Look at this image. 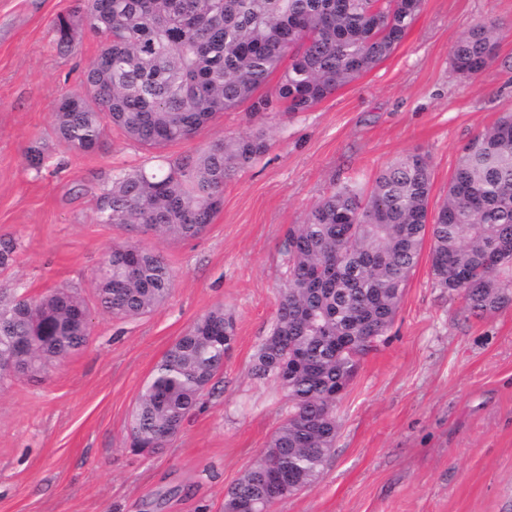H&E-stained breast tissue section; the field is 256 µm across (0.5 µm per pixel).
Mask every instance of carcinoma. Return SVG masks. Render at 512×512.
<instances>
[{
    "label": "carcinoma",
    "instance_id": "cac0c4a2",
    "mask_svg": "<svg viewBox=\"0 0 512 512\" xmlns=\"http://www.w3.org/2000/svg\"><path fill=\"white\" fill-rule=\"evenodd\" d=\"M422 0H83L79 21L53 23L68 47L78 27L101 49L82 88L64 94L54 132L76 152L98 149L108 125L150 151L191 138L246 102L252 114L306 112L387 58ZM497 25L473 28L451 49L454 67L473 75L493 58ZM271 91L256 95L272 74ZM257 129L220 137L194 155L112 175L97 221L158 238L199 236L220 209L224 185L269 149ZM431 171L406 153L365 187L343 183L321 197L286 239L288 281L272 331L252 373L286 392L290 409L255 464L227 491L224 512L249 502L262 512L287 498L274 472L308 487L336 440V396L360 357L384 341L425 237L430 275L481 316L512 302V116L461 150L448 199L429 219ZM101 308L136 318L162 306L173 270L156 251L115 243L94 276ZM75 293L0 301V344L27 348L26 372L41 374L78 353L90 323ZM236 321L218 306L178 337L144 384L132 414L131 447L154 452L179 433L214 393L232 349Z\"/></svg>",
    "mask_w": 512,
    "mask_h": 512
}]
</instances>
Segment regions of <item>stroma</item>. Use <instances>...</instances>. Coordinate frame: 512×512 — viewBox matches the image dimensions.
<instances>
[{"label":"stroma","instance_id":"obj_1","mask_svg":"<svg viewBox=\"0 0 512 512\" xmlns=\"http://www.w3.org/2000/svg\"><path fill=\"white\" fill-rule=\"evenodd\" d=\"M79 0H0V238L17 249L0 267V295L65 287L84 300L87 346L47 373L0 386V512H222L288 411L279 385L252 374L287 279L284 243L336 184H371L397 155L429 158L438 209L461 148L512 114V0H423L383 62L309 111L258 119L224 112L190 139L264 129L270 148L224 186L199 237L159 241L97 221L112 173L151 153L118 128L78 153L53 134L58 100L78 90L100 42L79 31L56 45L52 22ZM497 21L496 56L458 73L451 47ZM42 147L41 168L28 161ZM140 239L175 278L154 312L117 320L99 308L92 277L112 244ZM236 318L218 391L164 448L129 447L131 414L163 354L216 306ZM338 432L320 478L271 512H512V304L472 315L439 288L420 257L388 340L364 356L336 406Z\"/></svg>","mask_w":512,"mask_h":512}]
</instances>
